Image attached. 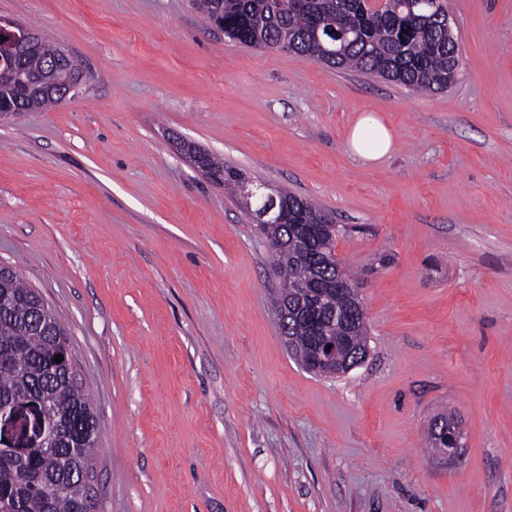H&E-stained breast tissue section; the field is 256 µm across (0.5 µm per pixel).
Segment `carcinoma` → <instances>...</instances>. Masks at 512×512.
I'll list each match as a JSON object with an SVG mask.
<instances>
[{"mask_svg":"<svg viewBox=\"0 0 512 512\" xmlns=\"http://www.w3.org/2000/svg\"><path fill=\"white\" fill-rule=\"evenodd\" d=\"M407 0H305L300 9L289 0H192L204 22L229 40L255 47L283 49L304 60L336 69L356 70L428 93L448 88L460 63L457 39L448 20L447 5L434 14L412 13ZM319 30L321 41L313 39ZM58 47L42 42L35 53L18 54L14 64L35 77L52 71ZM64 97L43 92L25 98L12 85L0 88V108L56 107ZM192 162L204 174L242 195L252 190L249 178L209 153L187 147ZM290 221L260 224V233L273 243L274 272L279 299L288 314L276 313L281 335L290 353L309 371L332 374L336 367L317 362L321 344L344 345L350 363L367 355V321L349 329L328 314L319 328L307 320L315 306L309 292L298 287L315 278L346 282L353 278L338 264H328L336 225L308 199L280 189ZM0 279V407L25 396L44 401L58 425L74 428L76 439L54 442L45 448L17 453L0 448V512H92L95 504L80 473L93 471L96 422L91 398L82 389L74 369L54 362L68 347L67 332L42 297L6 268ZM459 429L455 416H439L430 424L427 442L441 456L449 446L448 434Z\"/></svg>","mask_w":512,"mask_h":512,"instance_id":"1","label":"carcinoma"}]
</instances>
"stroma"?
I'll list each match as a JSON object with an SVG mask.
<instances>
[{"instance_id": "1", "label": "stroma", "mask_w": 512, "mask_h": 512, "mask_svg": "<svg viewBox=\"0 0 512 512\" xmlns=\"http://www.w3.org/2000/svg\"><path fill=\"white\" fill-rule=\"evenodd\" d=\"M429 95L229 42L191 0H0L84 70L0 120V266L68 333L96 512H512V0H448ZM363 113L394 149L347 147ZM316 202L364 277L368 355L288 353L266 240L182 150ZM455 414L461 456L426 448Z\"/></svg>"}]
</instances>
